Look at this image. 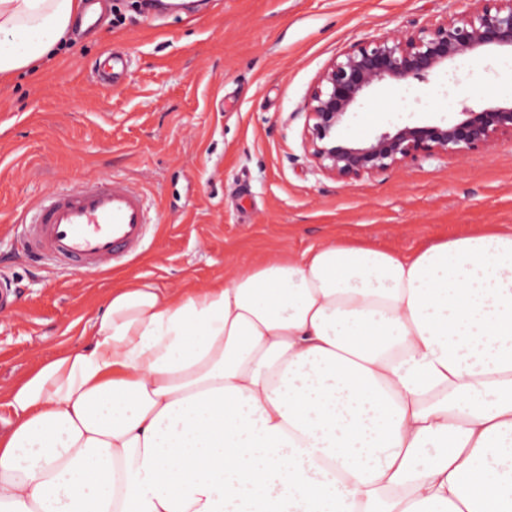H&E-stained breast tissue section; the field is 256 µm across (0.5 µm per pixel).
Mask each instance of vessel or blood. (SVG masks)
<instances>
[{
	"label": "vessel or blood",
	"instance_id": "1",
	"mask_svg": "<svg viewBox=\"0 0 512 512\" xmlns=\"http://www.w3.org/2000/svg\"><path fill=\"white\" fill-rule=\"evenodd\" d=\"M127 59L110 53L97 81L117 87ZM20 245L34 261L75 272H107L138 254L144 245L148 214L144 195L130 180L114 176L79 182L51 192L22 218Z\"/></svg>",
	"mask_w": 512,
	"mask_h": 512
}]
</instances>
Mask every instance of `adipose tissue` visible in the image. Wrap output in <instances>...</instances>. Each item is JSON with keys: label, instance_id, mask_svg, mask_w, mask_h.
<instances>
[{"label": "adipose tissue", "instance_id": "obj_1", "mask_svg": "<svg viewBox=\"0 0 512 512\" xmlns=\"http://www.w3.org/2000/svg\"><path fill=\"white\" fill-rule=\"evenodd\" d=\"M83 0H0V81ZM0 404V512H512V228L113 289Z\"/></svg>", "mask_w": 512, "mask_h": 512}]
</instances>
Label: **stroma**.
Returning <instances> with one entry per match:
<instances>
[{"label": "stroma", "instance_id": "obj_1", "mask_svg": "<svg viewBox=\"0 0 512 512\" xmlns=\"http://www.w3.org/2000/svg\"><path fill=\"white\" fill-rule=\"evenodd\" d=\"M102 25L74 29L38 75L0 83V276L18 290L0 311V391L40 359L80 345L113 287L142 278L202 287L275 253L364 235L403 253L484 224L512 226V140L464 156L420 158L347 183L304 146L302 106L321 68L350 44L468 8V0H100ZM131 66L97 84L107 50ZM512 104V51L442 65L426 80L373 87L344 140L441 124ZM112 175L144 192L141 255L101 274L47 270L17 253L18 220L52 189Z\"/></svg>", "mask_w": 512, "mask_h": 512}]
</instances>
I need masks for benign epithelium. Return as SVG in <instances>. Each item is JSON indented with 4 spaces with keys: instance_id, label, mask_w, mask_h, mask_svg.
<instances>
[{
    "instance_id": "1",
    "label": "benign epithelium",
    "mask_w": 512,
    "mask_h": 512,
    "mask_svg": "<svg viewBox=\"0 0 512 512\" xmlns=\"http://www.w3.org/2000/svg\"><path fill=\"white\" fill-rule=\"evenodd\" d=\"M472 2L462 14L401 37L353 43L324 65L302 107L305 149L321 172L348 182L401 168L420 156L486 152L500 139H512L511 106L466 112L445 125H406L360 147L339 137L347 115L373 86L422 79L444 63L476 56L490 45L512 48V0Z\"/></svg>"
}]
</instances>
